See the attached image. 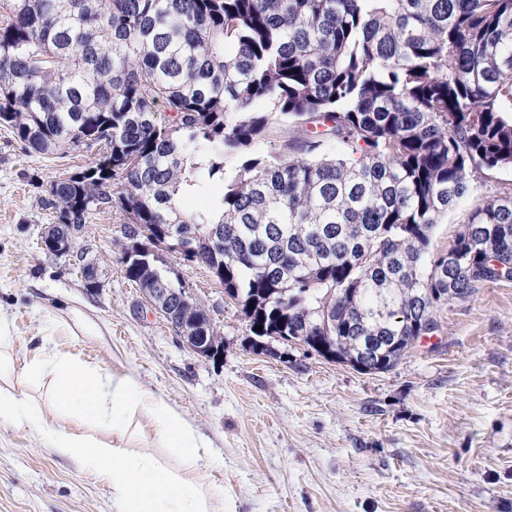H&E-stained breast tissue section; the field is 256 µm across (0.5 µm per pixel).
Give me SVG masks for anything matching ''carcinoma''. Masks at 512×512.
<instances>
[{"label":"carcinoma","mask_w":512,"mask_h":512,"mask_svg":"<svg viewBox=\"0 0 512 512\" xmlns=\"http://www.w3.org/2000/svg\"><path fill=\"white\" fill-rule=\"evenodd\" d=\"M0 126L96 150L50 182L59 224L114 210L169 251L201 235L252 336L395 367L512 262V183L453 244L435 227L512 170V0H6ZM166 112L169 119L158 114ZM287 120L290 138L255 145ZM234 172L226 175V165ZM222 194L181 207L182 185ZM121 247L126 278L182 288ZM262 330H255V326Z\"/></svg>","instance_id":"cac0c4a2"}]
</instances>
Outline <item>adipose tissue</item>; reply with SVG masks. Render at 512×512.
Segmentation results:
<instances>
[{
    "label": "adipose tissue",
    "instance_id": "obj_1",
    "mask_svg": "<svg viewBox=\"0 0 512 512\" xmlns=\"http://www.w3.org/2000/svg\"><path fill=\"white\" fill-rule=\"evenodd\" d=\"M45 403L12 385H0V417L34 429L54 453L96 472L112 493V512H224V497L201 476L207 443L178 410L159 400L130 373L90 370L53 358ZM41 364L23 371L38 375ZM153 426L155 449L170 450L174 470L143 450L142 422ZM105 433L99 441L80 433L82 424Z\"/></svg>",
    "mask_w": 512,
    "mask_h": 512
}]
</instances>
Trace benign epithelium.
I'll list each match as a JSON object with an SVG mask.
<instances>
[{
  "instance_id": "benign-epithelium-1",
  "label": "benign epithelium",
  "mask_w": 512,
  "mask_h": 512,
  "mask_svg": "<svg viewBox=\"0 0 512 512\" xmlns=\"http://www.w3.org/2000/svg\"><path fill=\"white\" fill-rule=\"evenodd\" d=\"M82 233L83 227L79 224H51L42 236V248L58 257H71V243ZM75 264L79 265L87 287H98L93 260L84 256ZM176 294V289L160 283L146 290L144 298L151 311L165 318L194 354L205 360L221 356L224 348L218 341L212 320L188 324L173 306L172 297Z\"/></svg>"
}]
</instances>
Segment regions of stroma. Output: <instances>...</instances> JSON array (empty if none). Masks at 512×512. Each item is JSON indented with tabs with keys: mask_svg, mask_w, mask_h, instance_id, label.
I'll return each instance as SVG.
<instances>
[{
	"mask_svg": "<svg viewBox=\"0 0 512 512\" xmlns=\"http://www.w3.org/2000/svg\"><path fill=\"white\" fill-rule=\"evenodd\" d=\"M90 160L26 153L0 127V320L18 362L48 349L134 371L210 441L204 475L224 512H512V282L449 303L393 369L364 373L292 342L253 351L210 271L162 253L222 341L223 355L204 360L126 279L122 214L92 212L79 240L97 288L43 250L50 181ZM507 181L512 170L498 172L476 197ZM476 197L436 226L438 247ZM0 512H112V494L25 426L1 423Z\"/></svg>",
	"mask_w": 512,
	"mask_h": 512,
	"instance_id": "1",
	"label": "stroma"
}]
</instances>
